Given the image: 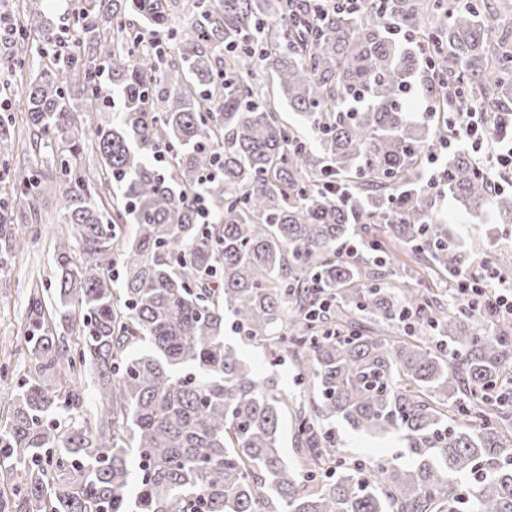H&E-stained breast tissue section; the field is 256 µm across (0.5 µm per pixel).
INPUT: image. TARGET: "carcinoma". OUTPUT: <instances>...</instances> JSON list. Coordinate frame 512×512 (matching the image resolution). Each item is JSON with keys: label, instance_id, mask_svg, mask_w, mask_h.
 Returning <instances> with one entry per match:
<instances>
[{"label": "carcinoma", "instance_id": "obj_1", "mask_svg": "<svg viewBox=\"0 0 512 512\" xmlns=\"http://www.w3.org/2000/svg\"><path fill=\"white\" fill-rule=\"evenodd\" d=\"M178 2L84 0L61 33L25 9L15 30L44 64L19 60L31 150L12 189L29 215L0 199V249L41 238L49 176L78 250L56 241L52 301L29 292L34 367L0 430V512H512V320L450 301L385 248L439 276L483 252L448 237L424 179L452 126L408 101L421 84L461 114L452 87L511 128L512 0H364L315 21L305 0H187L177 27ZM67 78L88 110L73 111ZM116 97L112 122H95ZM89 135L107 202L82 164ZM446 170L458 208L512 224V199L466 151ZM350 240L359 252L340 254ZM228 331L275 366L291 356L304 390L259 373ZM90 363L94 422L78 380ZM336 417L399 436L408 459L362 467L336 448Z\"/></svg>", "mask_w": 512, "mask_h": 512}]
</instances>
